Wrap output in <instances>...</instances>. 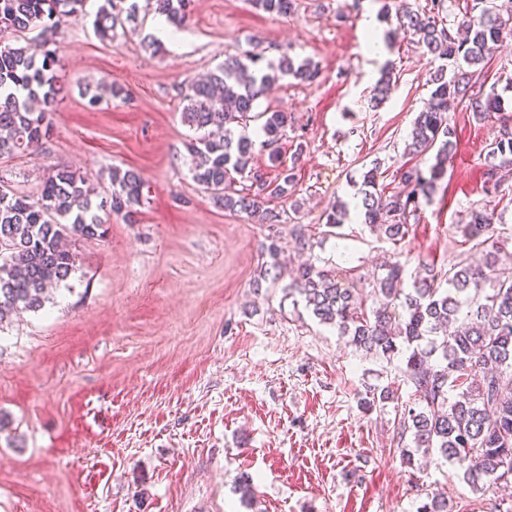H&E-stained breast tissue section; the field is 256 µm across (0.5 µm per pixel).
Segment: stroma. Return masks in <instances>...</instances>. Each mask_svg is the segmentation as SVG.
Wrapping results in <instances>:
<instances>
[{"label": "stroma", "mask_w": 512, "mask_h": 512, "mask_svg": "<svg viewBox=\"0 0 512 512\" xmlns=\"http://www.w3.org/2000/svg\"><path fill=\"white\" fill-rule=\"evenodd\" d=\"M103 3L85 0L79 19H62L51 134L0 161V177L35 195L46 166L60 165L103 192L110 168L131 169L142 203L136 223L114 216L103 236L70 241L77 263L66 284L0 327V512H419L437 491L449 512H495L498 489L474 490L435 454L403 459L412 436L399 421L415 400L403 358L357 351L288 293L305 260L367 282L392 257L409 283L448 268L470 250L459 227L475 210L512 239V181L483 188L497 124L461 103L448 112V174L405 239L371 232L355 211L364 172L379 168L388 184L408 160L437 64L414 38L386 34L397 14L428 11L430 0H293L285 16L249 0H193L181 48L157 53L150 14L101 40L93 21ZM368 20L386 38L376 52ZM247 51L319 71L311 82L282 78L257 102L288 114L280 165L254 153L268 179L294 169L290 195L267 203L275 224L219 208L190 171L184 91ZM388 61L393 86L375 109L369 92ZM106 78L126 98L88 110L87 93ZM340 200L350 212L338 236L325 235ZM294 224L315 230L305 249L288 234ZM274 239L281 263L259 278ZM385 386L393 398L362 411L366 390Z\"/></svg>", "instance_id": "stroma-1"}]
</instances>
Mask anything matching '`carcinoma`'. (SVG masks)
<instances>
[{
	"label": "carcinoma",
	"instance_id": "1",
	"mask_svg": "<svg viewBox=\"0 0 512 512\" xmlns=\"http://www.w3.org/2000/svg\"><path fill=\"white\" fill-rule=\"evenodd\" d=\"M85 0H0V159L25 154L49 133L48 115L56 102L55 44L62 17H77ZM154 12L179 28L190 0H149ZM268 13L287 15L292 0H252ZM456 26L436 21L442 0H431L428 17L406 10L398 17L401 29L417 39L426 53L443 61L434 73L435 85L425 108L416 117L406 151L424 156L437 149L428 171L418 166L397 169L401 187L388 191L379 184V167L363 175L358 205L361 223L398 242L408 233V217L420 200H431L437 182L445 178L448 157L456 148L448 124V103L467 104L480 120L500 117L497 136L487 145L494 160L484 172L486 189L496 190L512 176V115L504 114L505 99L496 88H475L473 72L464 66L487 64L492 51L512 39V4L471 0ZM128 7H123V4ZM137 0H105L95 27L103 40H112L122 13L132 17ZM33 27L41 28L42 56L6 39ZM382 70L370 91L379 105L390 89ZM283 76L300 82L317 77L308 63L294 65L284 55L276 64L251 72L237 57H226L205 79L188 85L184 121L202 135L193 139L194 181L226 210L258 214L264 223L279 220L265 208L271 198H283L295 186L294 174L284 169L271 181L252 169L255 143L235 135L232 126L258 121L262 144L275 146L288 115L278 110L255 111L257 100ZM252 170L249 192L227 191L233 173ZM110 193L93 204L95 189L88 179L64 166L45 170L39 194L31 197L0 178V324L20 311H38L48 290L76 270V254L63 246L67 238L95 239L104 221L97 214L136 223L143 182L132 170L112 173ZM479 249L480 258L461 260L448 270L430 271L403 288L405 264L388 261L383 274L368 283L379 306L366 310L364 288L345 281L336 271L307 262L288 284L319 322L333 326L350 345L387 361L405 357L403 370L415 388L416 402L404 412L402 431L412 432L415 451L437 453L463 469L465 481L476 490L512 483V278L498 275L512 263L494 239L493 216L479 210L458 226ZM419 512H448L443 492L432 494Z\"/></svg>",
	"mask_w": 512,
	"mask_h": 512
}]
</instances>
